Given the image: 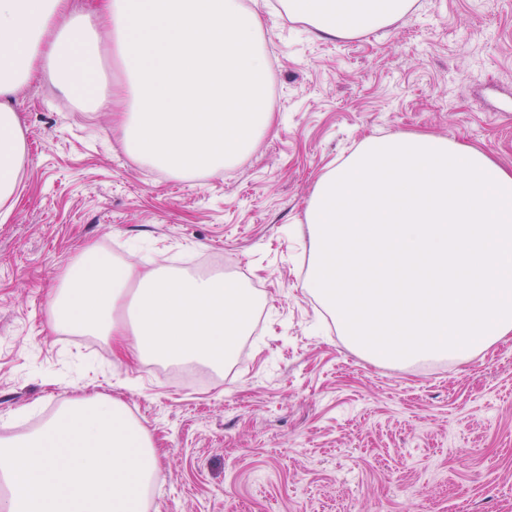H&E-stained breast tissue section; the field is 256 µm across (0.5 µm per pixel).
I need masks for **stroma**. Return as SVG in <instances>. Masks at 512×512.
I'll use <instances>...</instances> for the list:
<instances>
[{
	"mask_svg": "<svg viewBox=\"0 0 512 512\" xmlns=\"http://www.w3.org/2000/svg\"><path fill=\"white\" fill-rule=\"evenodd\" d=\"M278 57L272 126L219 172L181 178L126 154L120 116L50 74L13 99L28 145L0 223V436L75 391L121 399L161 450L149 512H512V339L468 360L380 363L340 336L304 268L316 179L365 138L431 133L512 168V0H416L406 21L324 40L250 0ZM217 256L260 301L223 371L169 367L56 332L48 300L91 246Z\"/></svg>",
	"mask_w": 512,
	"mask_h": 512,
	"instance_id": "35a3bbf8",
	"label": "stroma"
}]
</instances>
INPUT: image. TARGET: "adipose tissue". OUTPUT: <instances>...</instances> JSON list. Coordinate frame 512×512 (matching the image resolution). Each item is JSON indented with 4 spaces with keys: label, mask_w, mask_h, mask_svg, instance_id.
I'll return each instance as SVG.
<instances>
[{
    "label": "adipose tissue",
    "mask_w": 512,
    "mask_h": 512,
    "mask_svg": "<svg viewBox=\"0 0 512 512\" xmlns=\"http://www.w3.org/2000/svg\"><path fill=\"white\" fill-rule=\"evenodd\" d=\"M281 0L319 37L348 38L390 26L415 0ZM68 0H0V222L10 217L28 162L26 136L11 99L40 71L93 110L120 103L126 150L168 173L218 171L249 151L268 128L260 103L267 60L261 28L243 0H100L68 17ZM112 33L122 78L114 98L96 81L102 54L96 28ZM136 309L134 321L121 310ZM254 299L222 275L195 278L152 270L90 251L49 304L56 330L121 338L138 358L194 361L219 370L245 335ZM152 436L124 404L75 394L37 428L0 437V512H146L159 481Z\"/></svg>",
    "instance_id": "adipose-tissue-1"
}]
</instances>
